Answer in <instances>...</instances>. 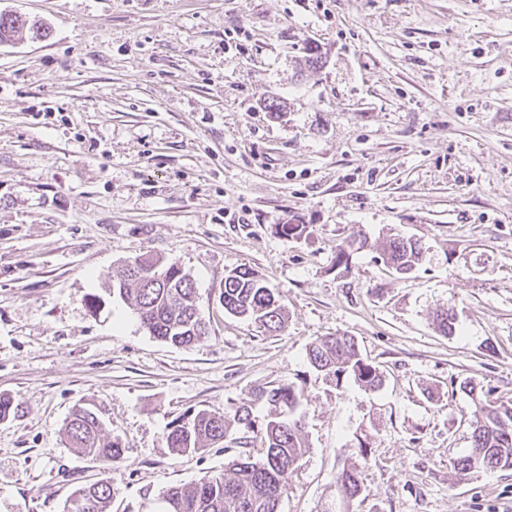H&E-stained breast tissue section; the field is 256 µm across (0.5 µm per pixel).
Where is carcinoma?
Returning a JSON list of instances; mask_svg holds the SVG:
<instances>
[{"label": "carcinoma", "mask_w": 512, "mask_h": 512, "mask_svg": "<svg viewBox=\"0 0 512 512\" xmlns=\"http://www.w3.org/2000/svg\"><path fill=\"white\" fill-rule=\"evenodd\" d=\"M26 32L44 36L41 27L25 16L0 13V43ZM378 250L379 259L397 274L410 272L421 254L418 242L403 236L389 239ZM110 291L132 300L150 335L175 347H192L208 334L190 275L174 264L163 265L157 256L144 254L134 260V265H125L112 281ZM220 302L228 313L250 319L268 333L279 332L285 326L279 300L249 268L224 277ZM433 324L442 335H454V308L437 309ZM307 359L315 370L337 384L351 377L369 390L382 385L380 369L363 357L352 336L317 338L307 350ZM257 401L269 405L274 417L257 423L252 413ZM298 405L294 385L283 382L256 389L231 415L200 409L173 420L164 440L166 447L177 453H197L207 447L249 448L255 434L261 435L264 447L257 457L246 455L229 461L227 473L208 474L194 484L169 487L161 497L159 512H280L288 480L307 448ZM65 430L72 447L106 465L124 454L121 441L105 437L103 424L91 407L74 408ZM453 465L462 478L475 471L512 467V399L477 407L471 448ZM336 483L347 499L363 492L355 468L343 469ZM116 491L111 477L82 486L67 499L64 512H112Z\"/></svg>", "instance_id": "1"}]
</instances>
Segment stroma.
Segmentation results:
<instances>
[{"instance_id":"35a3bbf8","label":"stroma","mask_w":512,"mask_h":512,"mask_svg":"<svg viewBox=\"0 0 512 512\" xmlns=\"http://www.w3.org/2000/svg\"><path fill=\"white\" fill-rule=\"evenodd\" d=\"M47 28L0 44V512H63L104 477L72 448L95 404L125 445L112 512L224 471L169 424L293 382L307 452L281 512H512V468L458 480L477 404L512 398V0H0ZM319 66L300 70L307 49ZM283 103L280 113L270 103ZM297 238L280 236L288 220ZM417 239L398 275L376 244ZM369 248L336 263V248ZM153 253L189 272L209 334L146 331L108 287ZM250 268L284 329L220 303ZM454 307L443 336L434 312ZM345 333L380 389L306 357ZM472 383L475 394L460 390ZM356 467L363 492L336 483Z\"/></svg>"}]
</instances>
